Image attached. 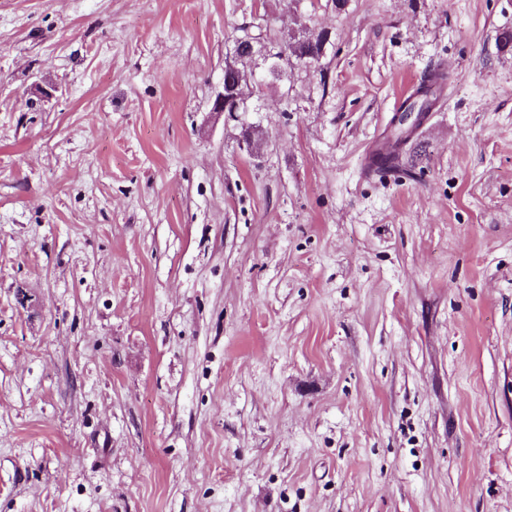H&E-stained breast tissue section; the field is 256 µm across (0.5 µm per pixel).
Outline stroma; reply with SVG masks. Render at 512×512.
I'll return each instance as SVG.
<instances>
[{"label": "stroma", "instance_id": "35a3bbf8", "mask_svg": "<svg viewBox=\"0 0 512 512\" xmlns=\"http://www.w3.org/2000/svg\"><path fill=\"white\" fill-rule=\"evenodd\" d=\"M0 512H512V0H0ZM242 49L243 48L237 42L234 47L235 60L238 59L239 53L242 51ZM235 60L233 63L228 62L224 67V72L229 73L232 76V79L228 80L229 90L231 93L229 95H225L224 93L222 100H220V102L215 106V110L217 112H238L239 108L247 102L248 95L245 90L243 89V95H239L236 91L238 89V80L236 78L237 66L235 64ZM232 83L234 84L233 86H231ZM446 81H447V75L444 72L435 71L431 75L429 80L422 82L415 89L414 93L412 94V96L415 95V97H414L415 100L410 101L409 99L412 97L411 96L405 104L406 107H405V105L403 106V108L405 107V109L403 111L404 113H401V115L399 116V123H405V122L409 121L410 120L409 117L412 114V112H418V113H416V116L414 117V122L418 123V119H419L421 112H429L428 100L427 99L420 100L418 98L420 91H429L430 96L432 94V91L437 94L438 91L441 88H443V85L446 83ZM403 108H402V110H403ZM408 137V135L406 136H400L395 140L393 139H385L384 137L378 139L373 147H369L367 150H366V163H367V166H371V167H377L378 169H385V170H396V169H399L401 167V158H402V148H401V145L403 144V142L406 140V138ZM395 143V149L392 153H389V154H382V155H379L376 159H375V166H373L372 164V160H373V157L378 154V153H382V152H386L388 150L391 149V147L394 145Z\"/></svg>", "mask_w": 512, "mask_h": 512}]
</instances>
